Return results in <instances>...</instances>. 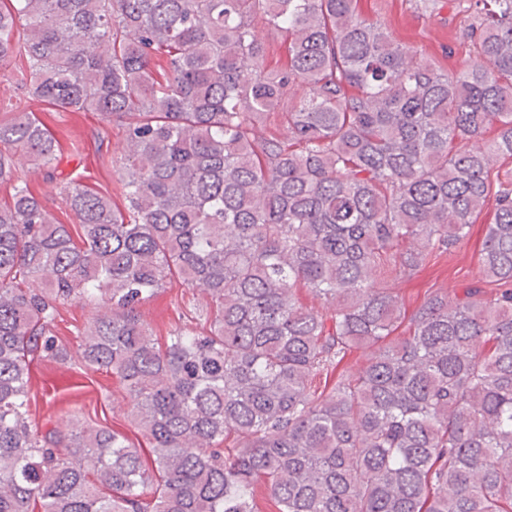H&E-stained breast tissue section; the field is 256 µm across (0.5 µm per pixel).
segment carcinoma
I'll list each match as a JSON object with an SVG mask.
<instances>
[{"instance_id": "carcinoma-1", "label": "carcinoma", "mask_w": 512, "mask_h": 512, "mask_svg": "<svg viewBox=\"0 0 512 512\" xmlns=\"http://www.w3.org/2000/svg\"><path fill=\"white\" fill-rule=\"evenodd\" d=\"M10 2L0 68L123 123L127 204L63 183L72 234L14 164L52 174L59 142L0 114V512H259V486L275 512H512V172L489 181L512 158V0H459L473 56L452 72L360 0ZM277 109L286 142L261 130ZM490 206L477 281L406 312L382 279L463 246ZM174 277L216 311L162 343L140 307ZM69 302L95 309L73 353ZM75 356L148 450L33 424L31 363ZM256 26L260 36L263 38L265 43L267 64L270 67H274L276 65V61L283 53V43L281 37L274 30L264 26L262 22H258Z\"/></svg>"}]
</instances>
